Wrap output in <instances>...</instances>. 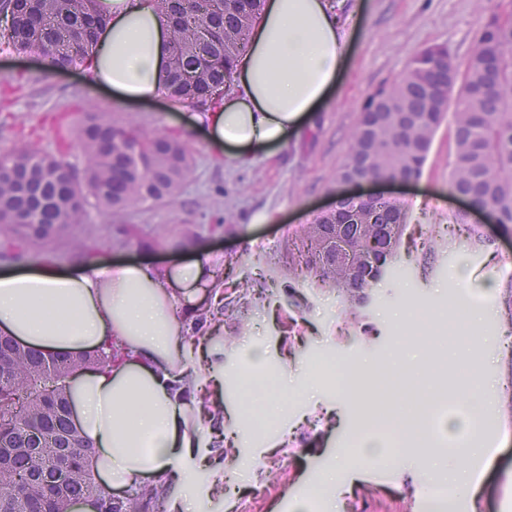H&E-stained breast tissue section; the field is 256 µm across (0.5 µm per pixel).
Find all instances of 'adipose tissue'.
<instances>
[{"mask_svg": "<svg viewBox=\"0 0 512 512\" xmlns=\"http://www.w3.org/2000/svg\"><path fill=\"white\" fill-rule=\"evenodd\" d=\"M345 2L265 0L235 62L232 92L189 118L217 157L278 147L320 110L349 58ZM97 8L107 23L86 61L89 80L127 103L161 98L169 31L157 0H98ZM223 263L200 249L163 269L97 257L68 273H0V333L53 355L117 349L110 366L70 382L92 447L87 464L115 489L180 486L169 512H211V493L224 483V338L196 328L204 292L222 298L215 269ZM484 453L474 436L434 466L469 495L475 482L460 461ZM202 470L204 483L196 479Z\"/></svg>", "mask_w": 512, "mask_h": 512, "instance_id": "1", "label": "adipose tissue"}]
</instances>
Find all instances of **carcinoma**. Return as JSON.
Here are the masks:
<instances>
[{
  "instance_id": "obj_1",
  "label": "carcinoma",
  "mask_w": 512,
  "mask_h": 512,
  "mask_svg": "<svg viewBox=\"0 0 512 512\" xmlns=\"http://www.w3.org/2000/svg\"><path fill=\"white\" fill-rule=\"evenodd\" d=\"M11 16L0 19V36L17 54L36 53L55 71L83 65L106 23L96 0H10ZM263 0H160L171 30L165 96L204 107L231 84L246 31ZM454 124L455 160L449 187L491 208L498 226L512 225V23L493 16L476 37L461 67L444 44L416 52L406 71L371 93L351 134L350 152L337 178L357 181L400 176L418 178L433 137L447 115ZM83 162L76 166L28 143L0 153V252H27L68 229L87 223L94 208L146 247L162 245L167 233L135 232L131 215L146 206L180 200L194 172L193 156L177 131L152 134L135 123H114L97 112L75 125ZM406 213L384 197H338L329 214L296 230L298 260L280 268L288 279L309 277L353 302L381 279L395 257ZM237 261L224 260V284L234 297L224 319L234 320L240 301L256 295L252 278L234 277ZM0 507L8 512H70L91 499L99 512H140L139 501L120 507L106 501L83 460L90 445L68 416L65 380L77 358L45 356L14 348L0 336ZM112 364L101 349L80 367ZM60 456L71 458L58 474Z\"/></svg>"
}]
</instances>
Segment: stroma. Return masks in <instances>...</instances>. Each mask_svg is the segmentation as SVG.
Returning a JSON list of instances; mask_svg holds the SVG:
<instances>
[{
	"mask_svg": "<svg viewBox=\"0 0 512 512\" xmlns=\"http://www.w3.org/2000/svg\"><path fill=\"white\" fill-rule=\"evenodd\" d=\"M354 15L356 32L349 61L325 107L273 156L247 158L213 155L202 134L187 123L190 106L174 111L168 98L129 104L93 85L84 71L49 70L37 55L0 50V151L13 145V129L34 130L35 144L55 154V119L87 111L111 113L151 130L178 131L195 157L194 174L182 198L136 212L133 221L147 229L200 228L223 220V237H203L201 247L236 257V272L258 282L259 296L240 302L236 321L225 332L237 335L224 351V470L243 475L245 483L272 484L287 503L274 500L256 512H307L310 484L332 470L363 421H370L391 453L407 457V469L358 465L348 470L338 500L345 512L349 496L359 497L364 512H422L426 492L422 460L426 451L446 448L445 427H432L434 406L422 407L418 434L395 428L390 412L403 405L395 385L370 387L367 410L336 392L334 379L316 370L318 359L339 365L361 361L389 367L401 358L403 337L433 333L449 339L456 333L459 297L488 305L480 326L484 350L470 351L465 362L473 371L497 381L498 392L479 430L496 454L483 470L475 494L461 497L464 512H497L502 487L512 488V266L503 254L512 251V233L491 224L479 232L457 223L459 202L449 191L454 161L453 124L438 128L421 176L409 185L391 186L393 199L407 214V225L395 260L371 288L364 303L351 305L337 292L309 282L280 279L293 231L331 206L341 185L337 173L349 150V136L368 95L400 76L413 53L431 44L447 45L465 61L487 19L512 16V0H360ZM99 245L100 257L115 262L147 261L159 267L192 254V247L135 252L122 245L117 225L90 211L88 224L32 248L18 259H0V271L50 267L73 269L78 256L74 238ZM412 309L408 333H401L393 312ZM266 351L263 368L290 380L314 378L315 393L294 394L264 427L238 406L240 373L250 365L254 345Z\"/></svg>",
	"mask_w": 512,
	"mask_h": 512,
	"instance_id": "35a3bbf8",
	"label": "stroma"
}]
</instances>
